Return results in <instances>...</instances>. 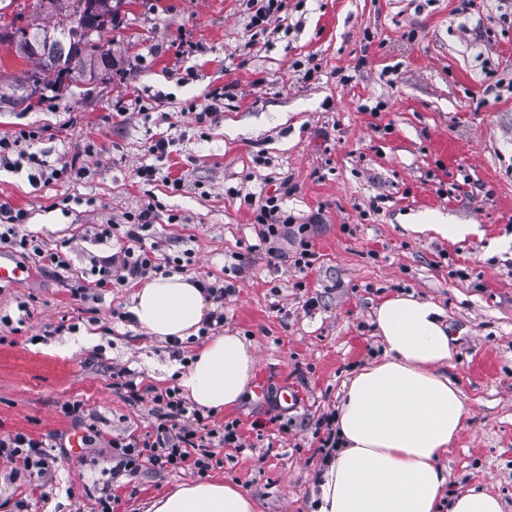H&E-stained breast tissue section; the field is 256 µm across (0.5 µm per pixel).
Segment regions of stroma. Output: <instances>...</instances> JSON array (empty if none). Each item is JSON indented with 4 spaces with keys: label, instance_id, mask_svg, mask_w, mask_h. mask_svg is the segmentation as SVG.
Returning a JSON list of instances; mask_svg holds the SVG:
<instances>
[{
    "label": "stroma",
    "instance_id": "35a3bbf8",
    "mask_svg": "<svg viewBox=\"0 0 512 512\" xmlns=\"http://www.w3.org/2000/svg\"><path fill=\"white\" fill-rule=\"evenodd\" d=\"M250 16L247 0H128L102 37L105 77L73 74L35 109L0 103V135L40 133L17 168H0V203L26 211L38 240L67 243L70 261L45 271L12 256L32 272L0 287V435L83 439L55 449L45 482L0 458V512H100L108 493L113 512H145L199 477L113 476L112 443L149 430L151 393L175 387L205 338L173 355L130 318L134 286L74 293L120 249L95 228L147 201L158 209L142 244L163 274L234 284L224 327L255 345L267 387L213 415L238 421L247 446L217 449L206 478L240 484L260 512H314L327 461L316 421L381 356L374 311L403 293L443 309L448 376L470 411L442 460L446 492L480 483L512 512V0H282L261 30ZM159 133L161 157L149 151ZM72 159L77 179H47ZM246 193L278 198L277 257L258 245ZM430 219L477 231L415 232ZM304 241L315 261L303 270ZM117 368L147 396L113 386ZM289 387L302 403L287 412L276 396ZM68 400L83 402L84 423L61 413Z\"/></svg>",
    "mask_w": 512,
    "mask_h": 512
}]
</instances>
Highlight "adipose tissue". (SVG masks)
<instances>
[{"instance_id":"adipose-tissue-1","label":"adipose tissue","mask_w":512,"mask_h":512,"mask_svg":"<svg viewBox=\"0 0 512 512\" xmlns=\"http://www.w3.org/2000/svg\"><path fill=\"white\" fill-rule=\"evenodd\" d=\"M212 305L191 277L144 283L134 321L152 336L197 335ZM382 357L344 386L336 413L339 446L313 486L316 512H437L448 473L439 460L469 417L463 393L443 374L454 350L443 311L397 294L374 312ZM257 364L254 344L227 332L212 338L180 374L181 392L214 412L235 407ZM151 512H258L240 485L201 481L155 498Z\"/></svg>"}]
</instances>
